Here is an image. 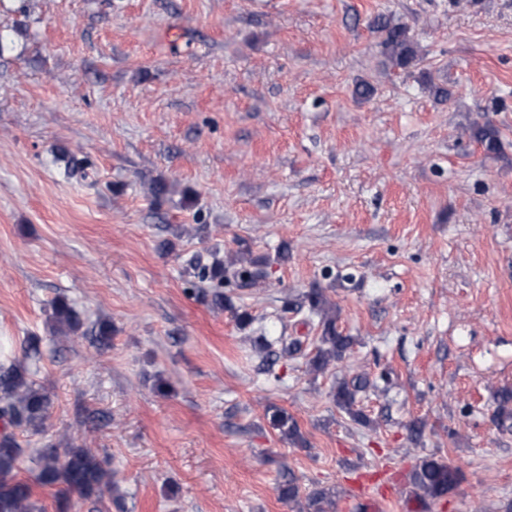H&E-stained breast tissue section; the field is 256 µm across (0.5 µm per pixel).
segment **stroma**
<instances>
[{
    "label": "stroma",
    "instance_id": "1",
    "mask_svg": "<svg viewBox=\"0 0 512 512\" xmlns=\"http://www.w3.org/2000/svg\"><path fill=\"white\" fill-rule=\"evenodd\" d=\"M380 15L417 40L409 71L381 56ZM69 151L94 178L67 176ZM244 244L269 276L216 308L187 263ZM312 288L355 344L325 374L298 355L268 380L253 339L317 336L283 310ZM58 298L82 315L75 336L50 333ZM0 353L52 401L45 432H16L27 453L110 460L124 510L74 493L68 512H301L278 497L287 468L302 491L333 489L336 512H360L350 479L382 470L397 487L379 512H505L512 0H0ZM383 370L387 389L357 400L368 424L336 407V380ZM431 454L462 479L424 509L409 474ZM270 423L274 429L278 430L280 435L288 440V443L294 447L304 448L308 441L301 432L298 422L288 412L277 406L268 408Z\"/></svg>",
    "mask_w": 512,
    "mask_h": 512
}]
</instances>
